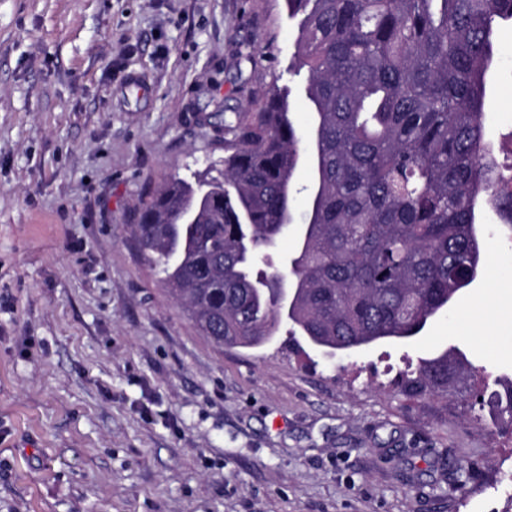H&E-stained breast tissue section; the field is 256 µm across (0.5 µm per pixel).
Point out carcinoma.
<instances>
[{
  "instance_id": "obj_1",
  "label": "carcinoma",
  "mask_w": 512,
  "mask_h": 512,
  "mask_svg": "<svg viewBox=\"0 0 512 512\" xmlns=\"http://www.w3.org/2000/svg\"><path fill=\"white\" fill-rule=\"evenodd\" d=\"M299 18L313 182L294 256L301 136L290 92L217 112L224 164L169 180L134 233L160 281L218 347L260 348L287 327L353 351L420 334L484 262L479 224H512V176L485 137L488 75L512 0H286ZM461 353L422 360L406 388L446 395Z\"/></svg>"
}]
</instances>
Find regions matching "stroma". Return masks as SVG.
<instances>
[{"label":"stroma","instance_id":"1","mask_svg":"<svg viewBox=\"0 0 512 512\" xmlns=\"http://www.w3.org/2000/svg\"><path fill=\"white\" fill-rule=\"evenodd\" d=\"M286 0H0V512H512V226L463 304L328 359L201 336L131 232L224 157L217 112L287 86ZM487 129L512 166V23ZM252 52L243 63L239 52ZM456 348L471 391L412 396Z\"/></svg>","mask_w":512,"mask_h":512}]
</instances>
